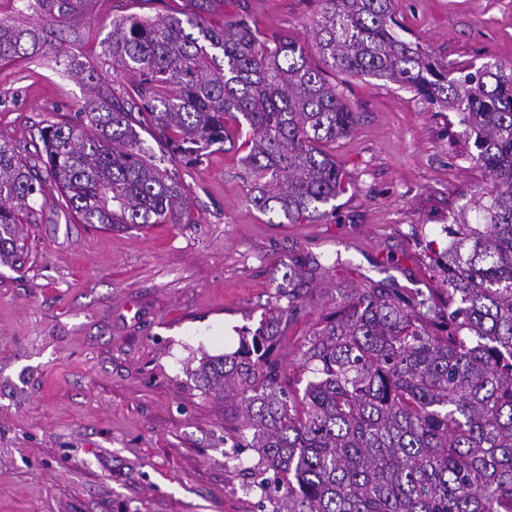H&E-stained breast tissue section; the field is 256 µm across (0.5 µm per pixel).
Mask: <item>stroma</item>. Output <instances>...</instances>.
<instances>
[{
	"label": "stroma",
	"instance_id": "35a3bbf8",
	"mask_svg": "<svg viewBox=\"0 0 512 512\" xmlns=\"http://www.w3.org/2000/svg\"><path fill=\"white\" fill-rule=\"evenodd\" d=\"M189 0H81L71 15L37 18L0 0V21L42 22L51 42L0 65V139L36 161L39 130L82 111L95 69L104 90L126 76L104 56L113 18L185 10ZM321 0H218L213 22L247 14L265 35L307 47L357 114L330 146L345 191L328 218L273 224L251 203L232 143L201 163L178 162L188 213L144 230L82 224L54 188L22 236V266L0 265V512H261L227 443L233 399L205 393L187 371L201 354L235 352L270 318L272 360L289 392L306 384L300 357L321 319L376 286L440 288L435 253L450 217L476 223L492 181L468 154L455 113L414 92L326 69L312 45ZM404 38L451 67L512 68V0H397ZM315 269L306 288L285 277L291 258Z\"/></svg>",
	"mask_w": 512,
	"mask_h": 512
}]
</instances>
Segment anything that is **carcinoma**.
I'll return each mask as SVG.
<instances>
[{
    "label": "carcinoma",
    "instance_id": "obj_1",
    "mask_svg": "<svg viewBox=\"0 0 512 512\" xmlns=\"http://www.w3.org/2000/svg\"><path fill=\"white\" fill-rule=\"evenodd\" d=\"M189 12L116 17L104 47L120 94L94 91L73 119L40 130L42 165L0 140V264L23 262L21 215L46 181L84 224L144 230L187 212L178 175L142 134L189 163L198 143L249 127L251 202L288 224L336 210L344 173L329 153L357 121L304 47L264 37L246 15L213 23L218 0ZM313 22L326 65L389 81L458 116L492 178L479 222L451 224L434 263L444 298L364 288L328 315L302 352L303 393L278 386L277 326L190 369L216 397H240L234 448H253L251 491L272 512H512V69H448L394 30L396 0H322ZM63 18L76 0H36ZM46 46L41 26L0 22V62ZM313 268L297 257L288 281Z\"/></svg>",
    "mask_w": 512,
    "mask_h": 512
}]
</instances>
